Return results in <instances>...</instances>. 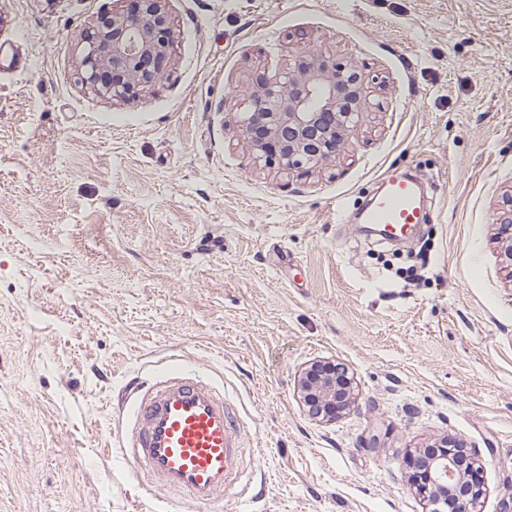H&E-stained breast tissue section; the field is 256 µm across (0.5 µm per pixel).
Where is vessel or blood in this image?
<instances>
[{
	"mask_svg": "<svg viewBox=\"0 0 512 512\" xmlns=\"http://www.w3.org/2000/svg\"><path fill=\"white\" fill-rule=\"evenodd\" d=\"M385 238L400 239L423 223L422 197L410 180L383 178V189L364 212ZM123 454L147 491L163 487L184 494L202 512H216L224 492L246 476L244 448L224 396L199 375L172 361L165 380L135 402Z\"/></svg>",
	"mask_w": 512,
	"mask_h": 512,
	"instance_id": "b4317fda",
	"label": "vessel or blood"
}]
</instances>
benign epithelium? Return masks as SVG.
<instances>
[{
  "instance_id": "benign-epithelium-1",
  "label": "benign epithelium",
  "mask_w": 512,
  "mask_h": 512,
  "mask_svg": "<svg viewBox=\"0 0 512 512\" xmlns=\"http://www.w3.org/2000/svg\"><path fill=\"white\" fill-rule=\"evenodd\" d=\"M137 8L104 12L79 31L83 47L80 81L96 95L122 101L131 90L155 84L164 73L174 30L164 0H135ZM368 91L356 71L315 49L297 52L273 80L246 84L239 127L255 162H277L285 169L320 167L349 145L364 114ZM499 256L512 278V209L500 219ZM297 389L308 413L336 420L354 402L353 379L336 377L334 365L315 361L298 376ZM475 456L451 448L415 462L413 489L429 512H445L448 501L479 512L482 488L465 485L464 464Z\"/></svg>"
}]
</instances>
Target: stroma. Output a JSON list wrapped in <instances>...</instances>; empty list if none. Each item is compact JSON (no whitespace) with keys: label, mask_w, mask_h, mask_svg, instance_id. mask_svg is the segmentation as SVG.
<instances>
[{"label":"stroma","mask_w":512,"mask_h":512,"mask_svg":"<svg viewBox=\"0 0 512 512\" xmlns=\"http://www.w3.org/2000/svg\"><path fill=\"white\" fill-rule=\"evenodd\" d=\"M125 0H0V512H197L145 493L121 440L170 358L239 416L250 485L221 512H425L409 456H478L483 512L512 490V0H165L164 76L124 102L79 80L76 34ZM359 70L357 138L316 170L257 167L248 75L301 47ZM428 185L385 271L353 214L384 173ZM328 360L355 406L311 418ZM510 207L507 216L500 219L496 240L501 263L503 268L508 271L509 277L512 280V232H507L512 229V193ZM335 364L315 361L304 368L298 376L297 389L308 413L314 419L336 421L354 402V387L351 377L337 379Z\"/></svg>","instance_id":"stroma-1"}]
</instances>
